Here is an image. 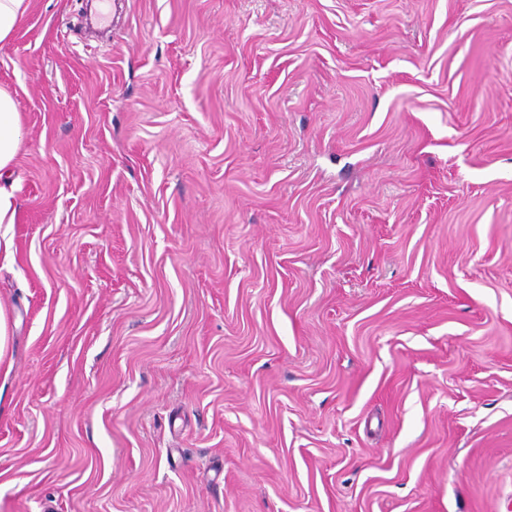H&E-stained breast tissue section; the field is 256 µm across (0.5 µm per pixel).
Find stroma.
<instances>
[{"mask_svg":"<svg viewBox=\"0 0 512 512\" xmlns=\"http://www.w3.org/2000/svg\"><path fill=\"white\" fill-rule=\"evenodd\" d=\"M30 0L0 512H512V0Z\"/></svg>","mask_w":512,"mask_h":512,"instance_id":"stroma-1","label":"stroma"}]
</instances>
